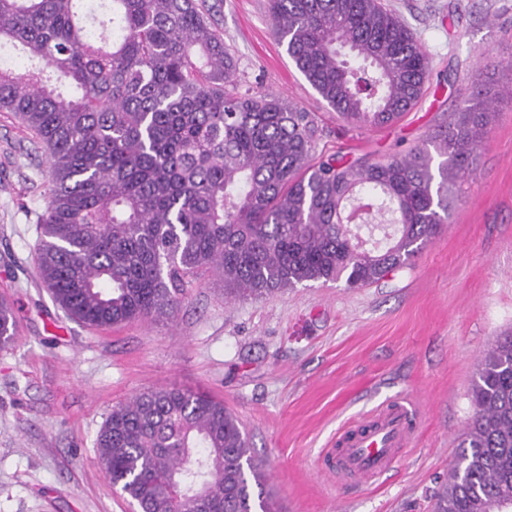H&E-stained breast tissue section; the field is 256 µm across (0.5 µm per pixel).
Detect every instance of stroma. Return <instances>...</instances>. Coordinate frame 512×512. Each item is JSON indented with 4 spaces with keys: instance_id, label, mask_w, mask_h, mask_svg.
Returning a JSON list of instances; mask_svg holds the SVG:
<instances>
[{
    "instance_id": "obj_1",
    "label": "stroma",
    "mask_w": 512,
    "mask_h": 512,
    "mask_svg": "<svg viewBox=\"0 0 512 512\" xmlns=\"http://www.w3.org/2000/svg\"><path fill=\"white\" fill-rule=\"evenodd\" d=\"M268 2L206 0L239 92L316 113L317 153L386 159L464 109L475 84L512 85V0H382L428 48L432 76L399 121L344 128L273 37ZM47 188L44 153L0 112V300L17 311L0 348V512H133L98 461L97 435L113 406L172 387L224 401L281 512H431L473 417L483 357L512 330V102H499L447 224L410 266L366 288L318 282L228 303L207 282L172 318L89 329L34 267ZM403 393L419 428L388 480L318 473L350 417Z\"/></svg>"
}]
</instances>
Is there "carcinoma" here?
<instances>
[{"label": "carcinoma", "mask_w": 512, "mask_h": 512, "mask_svg": "<svg viewBox=\"0 0 512 512\" xmlns=\"http://www.w3.org/2000/svg\"><path fill=\"white\" fill-rule=\"evenodd\" d=\"M0 0V111L50 158L38 276L71 318L102 328L167 318L209 275L226 300L310 282L373 285L448 222L502 92L386 160L318 156L315 114L236 92V62L196 0ZM270 25L310 86L358 129L398 121L431 60L380 0H270ZM67 80L74 94L50 84ZM13 310L0 304V346ZM475 413L434 512L512 505V333L485 353ZM96 448L141 512H272L265 465L205 391L160 388L115 406Z\"/></svg>", "instance_id": "cac0c4a2"}]
</instances>
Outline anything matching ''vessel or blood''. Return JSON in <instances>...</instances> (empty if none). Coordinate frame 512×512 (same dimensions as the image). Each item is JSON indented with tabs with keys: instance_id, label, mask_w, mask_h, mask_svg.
<instances>
[{
	"instance_id": "1",
	"label": "vessel or blood",
	"mask_w": 512,
	"mask_h": 512,
	"mask_svg": "<svg viewBox=\"0 0 512 512\" xmlns=\"http://www.w3.org/2000/svg\"><path fill=\"white\" fill-rule=\"evenodd\" d=\"M415 407L398 401L343 429L322 457L324 472L336 482L371 483L392 471L402 448L414 440Z\"/></svg>"
}]
</instances>
